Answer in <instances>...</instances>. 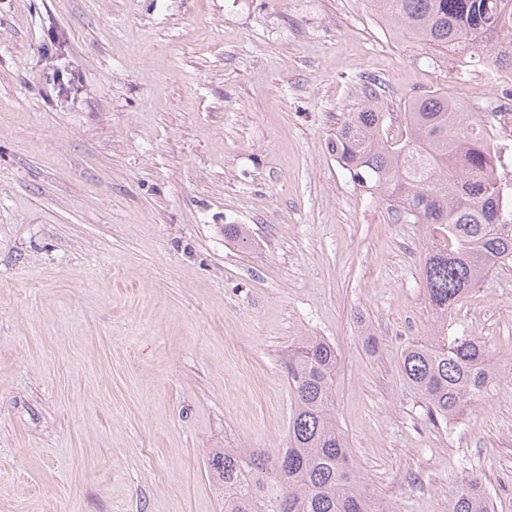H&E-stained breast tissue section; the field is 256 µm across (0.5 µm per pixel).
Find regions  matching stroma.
Wrapping results in <instances>:
<instances>
[{"label": "stroma", "instance_id": "stroma-1", "mask_svg": "<svg viewBox=\"0 0 512 512\" xmlns=\"http://www.w3.org/2000/svg\"><path fill=\"white\" fill-rule=\"evenodd\" d=\"M448 60L370 0H0V512H223L209 454L287 446L302 336L336 348L371 492L448 512L473 469L512 512V382L428 414L401 366L435 320L420 229L328 147L371 78L393 124L439 89L489 123ZM461 335L512 357V265Z\"/></svg>", "mask_w": 512, "mask_h": 512}]
</instances>
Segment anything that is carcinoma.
Returning <instances> with one entry per match:
<instances>
[{"label":"carcinoma","instance_id":"obj_1","mask_svg":"<svg viewBox=\"0 0 512 512\" xmlns=\"http://www.w3.org/2000/svg\"><path fill=\"white\" fill-rule=\"evenodd\" d=\"M391 30L430 48L487 67L512 70V0H371ZM387 113L369 80L364 100L347 113L331 141L350 177L424 236L422 276L437 319L512 261V222L503 218L501 169L486 151L487 129L472 112H459L446 93L411 102L391 142ZM336 348L304 336L288 354L294 394L288 447L275 452L225 448L209 458L224 486V512H395L363 485L334 415ZM404 375L431 416L448 420L503 378L512 377L486 344L470 336L430 337L402 354ZM448 512H490L482 475L456 481Z\"/></svg>","mask_w":512,"mask_h":512}]
</instances>
